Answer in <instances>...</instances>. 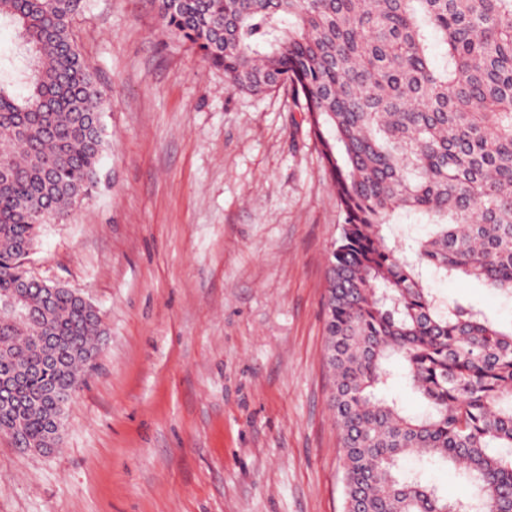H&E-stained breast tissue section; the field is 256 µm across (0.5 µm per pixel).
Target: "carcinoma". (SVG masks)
<instances>
[{"mask_svg": "<svg viewBox=\"0 0 512 512\" xmlns=\"http://www.w3.org/2000/svg\"><path fill=\"white\" fill-rule=\"evenodd\" d=\"M86 0H0L27 46L25 94L0 76V295L24 284L35 315L0 313V375L41 363L54 336L64 368L20 372L27 405L0 413V433L43 447L54 380L83 383L106 335L77 292L27 271L46 210L64 221L101 181L106 98L76 45ZM167 29L224 71L239 92L286 87L340 202L330 255L326 360L341 436L346 512H512V330L479 309L444 303L423 271L512 292V0H156ZM396 211L425 217L407 249L384 227ZM401 377L425 414L380 387ZM421 467L452 463L441 491Z\"/></svg>", "mask_w": 512, "mask_h": 512, "instance_id": "carcinoma-1", "label": "carcinoma"}]
</instances>
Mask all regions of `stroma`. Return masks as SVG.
Here are the masks:
<instances>
[{"label": "stroma", "instance_id": "stroma-1", "mask_svg": "<svg viewBox=\"0 0 512 512\" xmlns=\"http://www.w3.org/2000/svg\"><path fill=\"white\" fill-rule=\"evenodd\" d=\"M109 178L43 225L29 273L106 336L57 448L0 436V512H344L325 360L343 215L287 89H230L152 0H87ZM512 329V295L429 279Z\"/></svg>", "mask_w": 512, "mask_h": 512}]
</instances>
